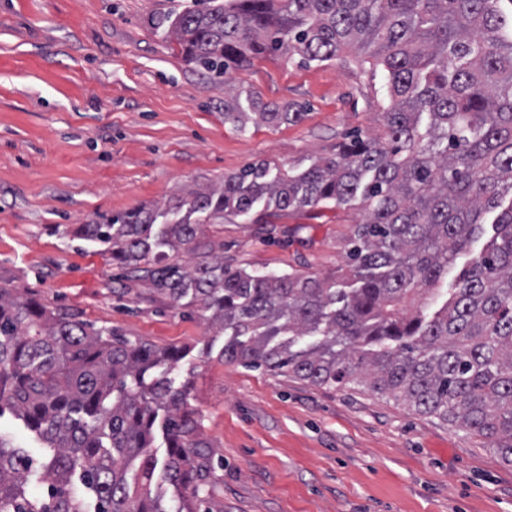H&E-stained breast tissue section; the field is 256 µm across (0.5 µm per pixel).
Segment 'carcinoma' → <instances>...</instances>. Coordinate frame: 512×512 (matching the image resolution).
Wrapping results in <instances>:
<instances>
[{
	"mask_svg": "<svg viewBox=\"0 0 512 512\" xmlns=\"http://www.w3.org/2000/svg\"><path fill=\"white\" fill-rule=\"evenodd\" d=\"M158 25L189 63L217 75L266 56L324 62L372 47L384 112L297 172L255 163L164 210L139 206L76 234L172 306L197 307L228 336L224 362L391 395L491 441L512 464V0H194ZM247 108L268 124L304 116L234 97L224 118L244 132ZM317 208L360 216L337 277L226 265L216 256L224 243L203 231ZM169 214L177 219L159 222ZM489 230L441 294L458 255ZM182 248L193 264L165 262ZM427 294L432 310L406 309ZM188 354L89 331L0 286V416L45 445L47 484L30 493V456L0 434V512H219L191 381L170 377ZM159 466L178 492L174 511L151 492Z\"/></svg>",
	"mask_w": 512,
	"mask_h": 512,
	"instance_id": "obj_1",
	"label": "carcinoma"
}]
</instances>
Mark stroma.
I'll list each match as a JSON object with an SVG mask.
<instances>
[{"label": "stroma", "mask_w": 512, "mask_h": 512, "mask_svg": "<svg viewBox=\"0 0 512 512\" xmlns=\"http://www.w3.org/2000/svg\"><path fill=\"white\" fill-rule=\"evenodd\" d=\"M193 0H0V285L159 348L222 467L220 512H512V464L489 440L353 384L317 386L220 359L223 334L126 276L74 228L164 206L259 161L300 169L375 123L374 59L253 60L222 77L186 62L159 17ZM302 111L224 118V99ZM355 211L209 227L225 263L325 276L345 265ZM245 106L249 110H259L260 112H245ZM248 114H255L261 122L268 124L296 123L304 116L303 112H278L273 108L260 107L250 97H246L243 101L238 97H233L231 101L224 102V118L237 123L236 129L239 132L246 131L249 120Z\"/></svg>", "instance_id": "35a3bbf8"}]
</instances>
